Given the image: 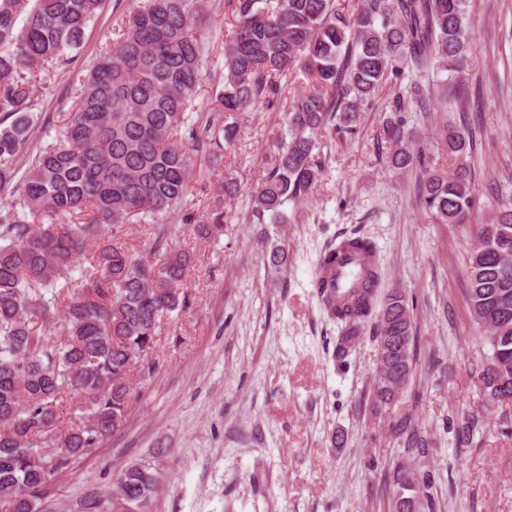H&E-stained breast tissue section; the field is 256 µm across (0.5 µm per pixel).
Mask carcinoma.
I'll list each match as a JSON object with an SVG mask.
<instances>
[{"mask_svg":"<svg viewBox=\"0 0 512 512\" xmlns=\"http://www.w3.org/2000/svg\"><path fill=\"white\" fill-rule=\"evenodd\" d=\"M120 29L84 76L67 120L50 142L28 153L36 76L44 65H66L103 0H0V189L17 196L0 214V500L8 512H36L44 489L74 459L99 447L131 401L130 373L151 376L148 359L162 319L186 306L183 283L192 256L169 244L173 225L202 238L224 233V199L206 219L187 207L198 155L218 166L235 143L236 115L257 103L279 104L282 80L301 75L308 88L286 111L288 141L276 143V165L251 196L255 222L279 224L284 207L305 200L322 176L317 136L327 125L349 133L378 90L405 70L455 76L472 58L467 0H224L235 34L224 43V87L206 120L190 115L209 66L198 37L205 13L191 0H127ZM23 25H18L19 17ZM431 90L392 101L383 124L387 163L420 169L418 202L439 224H467L476 199L467 161L473 141L450 125L440 141L455 167L429 161L402 113L428 111ZM27 157L23 175L18 159ZM70 215L72 224H55ZM149 225L143 253L115 241L123 225ZM467 270L469 307L486 330L491 355L480 377L497 402L512 401V198L498 200L495 219L477 230ZM369 258L360 289L344 304L319 280L326 314L342 323L340 350L377 314L378 373L373 410L389 405L413 374V320L399 289L374 310L379 267L373 244L350 238L320 260L332 266L342 250ZM94 252V263L81 258ZM68 289L65 335L51 340L56 288ZM79 399V415L62 426L63 404ZM478 421L457 429L473 445ZM393 434L416 454L429 442L411 420ZM161 482L133 464L116 480L119 499L146 502ZM394 512H420L419 488L405 470L396 479Z\"/></svg>","mask_w":512,"mask_h":512,"instance_id":"cac0c4a2","label":"carcinoma"}]
</instances>
